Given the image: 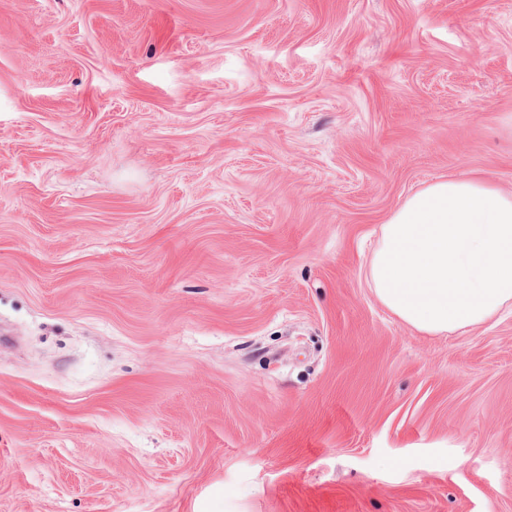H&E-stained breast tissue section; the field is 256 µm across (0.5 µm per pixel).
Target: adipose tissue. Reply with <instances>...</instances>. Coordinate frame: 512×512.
I'll use <instances>...</instances> for the list:
<instances>
[{
    "label": "adipose tissue",
    "instance_id": "adipose-tissue-1",
    "mask_svg": "<svg viewBox=\"0 0 512 512\" xmlns=\"http://www.w3.org/2000/svg\"><path fill=\"white\" fill-rule=\"evenodd\" d=\"M368 278L377 300L418 331L489 322L512 306V193L481 177L426 185L383 225Z\"/></svg>",
    "mask_w": 512,
    "mask_h": 512
}]
</instances>
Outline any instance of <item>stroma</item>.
<instances>
[{
	"instance_id": "obj_1",
	"label": "stroma",
	"mask_w": 512,
	"mask_h": 512,
	"mask_svg": "<svg viewBox=\"0 0 512 512\" xmlns=\"http://www.w3.org/2000/svg\"><path fill=\"white\" fill-rule=\"evenodd\" d=\"M512 193V0H0V512H512V309L366 280ZM368 278L377 300L418 331L489 322L512 304V193L481 177L426 185L383 225Z\"/></svg>"
}]
</instances>
